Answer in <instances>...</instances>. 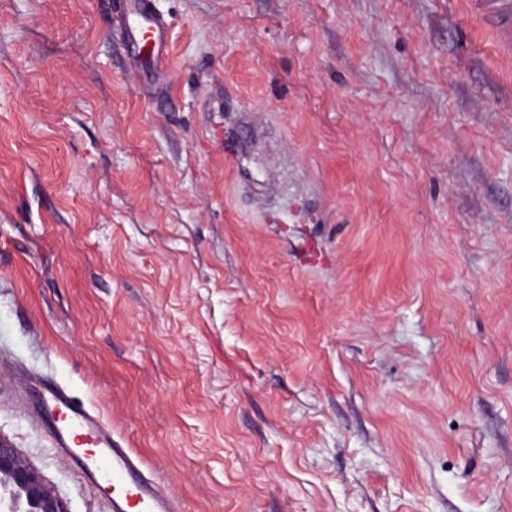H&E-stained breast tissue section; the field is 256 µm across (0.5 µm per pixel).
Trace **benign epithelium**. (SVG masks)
Returning <instances> with one entry per match:
<instances>
[{
  "label": "benign epithelium",
  "instance_id": "1",
  "mask_svg": "<svg viewBox=\"0 0 512 512\" xmlns=\"http://www.w3.org/2000/svg\"><path fill=\"white\" fill-rule=\"evenodd\" d=\"M0 512H69L40 473L1 436Z\"/></svg>",
  "mask_w": 512,
  "mask_h": 512
}]
</instances>
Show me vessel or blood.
I'll return each mask as SVG.
<instances>
[{
	"label": "vessel or blood",
	"mask_w": 512,
	"mask_h": 512,
	"mask_svg": "<svg viewBox=\"0 0 512 512\" xmlns=\"http://www.w3.org/2000/svg\"><path fill=\"white\" fill-rule=\"evenodd\" d=\"M470 7L498 56L512 58V0H471ZM113 24L139 82L166 69L169 24L153 0H119ZM39 423L59 453L80 469L86 484L106 499L109 512H175L168 494L144 475L132 451L67 388L45 386Z\"/></svg>",
	"instance_id": "b4317fda"
}]
</instances>
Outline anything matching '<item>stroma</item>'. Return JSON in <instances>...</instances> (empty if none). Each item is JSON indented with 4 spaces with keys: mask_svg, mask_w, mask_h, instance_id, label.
<instances>
[{
    "mask_svg": "<svg viewBox=\"0 0 512 512\" xmlns=\"http://www.w3.org/2000/svg\"><path fill=\"white\" fill-rule=\"evenodd\" d=\"M0 0V437L100 412L176 512H512V60L466 0ZM113 24L128 47L129 67L140 83L166 70L169 24L152 0H119Z\"/></svg>",
    "mask_w": 512,
    "mask_h": 512,
    "instance_id": "1",
    "label": "stroma"
}]
</instances>
